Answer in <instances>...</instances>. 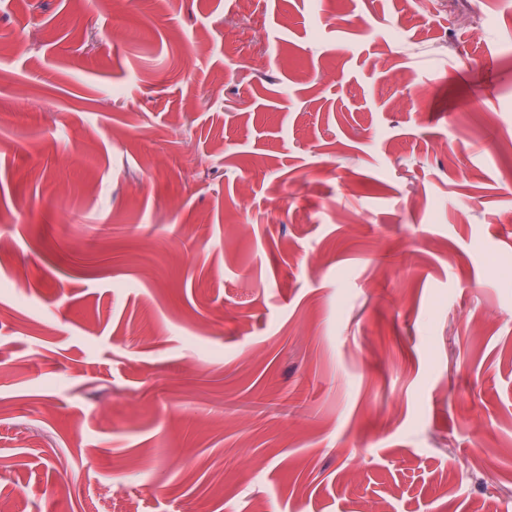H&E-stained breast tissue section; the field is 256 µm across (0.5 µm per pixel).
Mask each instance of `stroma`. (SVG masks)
Masks as SVG:
<instances>
[{
    "label": "stroma",
    "instance_id": "stroma-1",
    "mask_svg": "<svg viewBox=\"0 0 512 512\" xmlns=\"http://www.w3.org/2000/svg\"><path fill=\"white\" fill-rule=\"evenodd\" d=\"M0 108L11 512L512 507V0H0Z\"/></svg>",
    "mask_w": 512,
    "mask_h": 512
}]
</instances>
